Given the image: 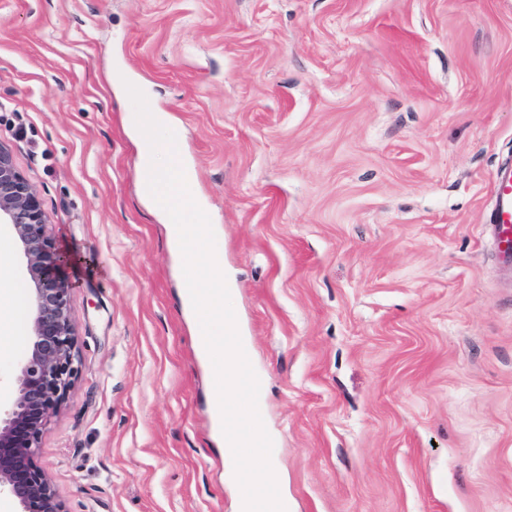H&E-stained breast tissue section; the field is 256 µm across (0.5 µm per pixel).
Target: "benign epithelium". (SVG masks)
<instances>
[{"instance_id":"7a95c632","label":"benign epithelium","mask_w":512,"mask_h":512,"mask_svg":"<svg viewBox=\"0 0 512 512\" xmlns=\"http://www.w3.org/2000/svg\"><path fill=\"white\" fill-rule=\"evenodd\" d=\"M0 224H7L26 261L33 319L31 346L20 365L16 395L0 417V497L18 512H67L37 464L48 418L81 372L71 317L69 258L52 242L37 192L0 141Z\"/></svg>"}]
</instances>
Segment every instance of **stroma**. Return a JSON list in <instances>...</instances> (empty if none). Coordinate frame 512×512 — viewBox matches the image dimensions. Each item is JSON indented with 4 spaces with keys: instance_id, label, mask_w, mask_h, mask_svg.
Returning a JSON list of instances; mask_svg holds the SVG:
<instances>
[{
    "instance_id": "obj_1",
    "label": "stroma",
    "mask_w": 512,
    "mask_h": 512,
    "mask_svg": "<svg viewBox=\"0 0 512 512\" xmlns=\"http://www.w3.org/2000/svg\"><path fill=\"white\" fill-rule=\"evenodd\" d=\"M178 129L288 512H512V0H0V139L72 254L68 512H238L124 88ZM0 402L30 345L24 258ZM493 198L486 224L491 229L499 261L508 270L512 268V162L497 169Z\"/></svg>"
}]
</instances>
